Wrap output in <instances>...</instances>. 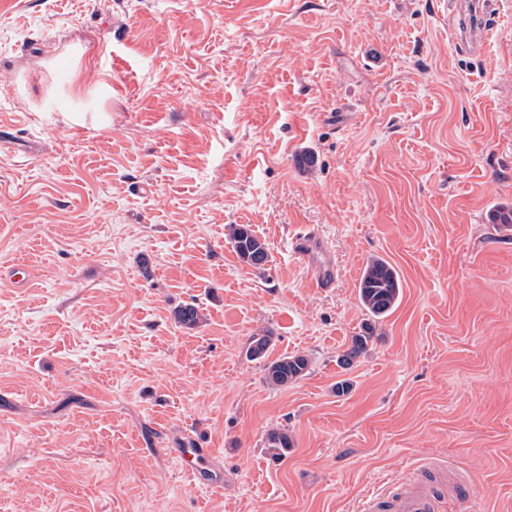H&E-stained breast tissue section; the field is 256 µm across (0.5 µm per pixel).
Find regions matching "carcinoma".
<instances>
[{
  "label": "carcinoma",
  "mask_w": 512,
  "mask_h": 512,
  "mask_svg": "<svg viewBox=\"0 0 512 512\" xmlns=\"http://www.w3.org/2000/svg\"><path fill=\"white\" fill-rule=\"evenodd\" d=\"M229 240L237 257L245 264L261 268L269 261L265 244L247 225L234 224L230 227ZM402 296V283L398 272L386 260L371 258L367 261L358 285V298L362 306L375 320L388 316ZM373 335L372 324L351 340V345L338 355V365L345 369L368 349ZM272 336L263 333L251 338L249 357L254 360L265 358ZM310 368V360L304 355L284 356L264 364V381L271 387H286L304 377Z\"/></svg>",
  "instance_id": "carcinoma-1"
}]
</instances>
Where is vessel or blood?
Instances as JSON below:
<instances>
[{"label": "vessel or blood", "instance_id": "vessel-or-blood-1", "mask_svg": "<svg viewBox=\"0 0 512 512\" xmlns=\"http://www.w3.org/2000/svg\"><path fill=\"white\" fill-rule=\"evenodd\" d=\"M445 7L450 16L459 15L468 19L464 26L449 30L450 39L461 49L472 52L483 50L498 23L492 0H447ZM317 238V233L313 231L297 237L294 252L309 260L312 286L328 288L335 282L336 265L331 260H312L309 246ZM0 282L14 288L29 287L31 269L20 262L1 264ZM211 454V449L197 447L176 451L193 484L206 489L219 485L218 480L207 473ZM473 497L474 487L468 475L453 468L448 462L433 460L425 467L407 474L392 489L368 497L364 512H446L449 502L467 503Z\"/></svg>", "mask_w": 512, "mask_h": 512}]
</instances>
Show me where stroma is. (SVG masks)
<instances>
[{
    "label": "stroma",
    "instance_id": "1",
    "mask_svg": "<svg viewBox=\"0 0 512 512\" xmlns=\"http://www.w3.org/2000/svg\"><path fill=\"white\" fill-rule=\"evenodd\" d=\"M448 23L441 0H0V262L34 276L0 286V512H361L426 459L512 512V230L485 217L512 206V0L483 54ZM307 226L333 287L294 253ZM373 256L402 299L343 369ZM292 355L307 375L268 386ZM200 437L219 489L174 458ZM229 240L237 257L245 264L262 268L269 261L265 244L252 232L248 225H232ZM310 360L304 355L284 356L264 364V381L271 387H286L304 377Z\"/></svg>",
    "mask_w": 512,
    "mask_h": 512
}]
</instances>
